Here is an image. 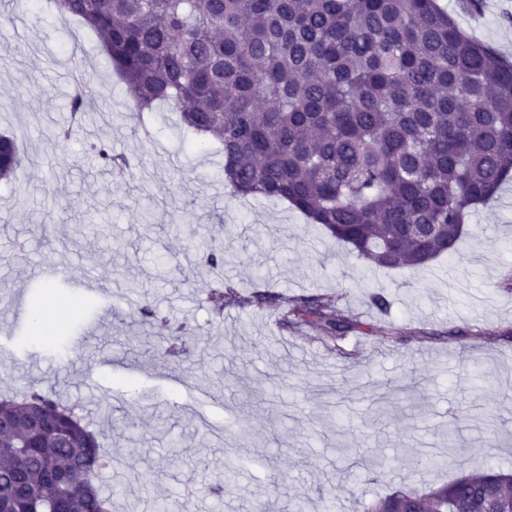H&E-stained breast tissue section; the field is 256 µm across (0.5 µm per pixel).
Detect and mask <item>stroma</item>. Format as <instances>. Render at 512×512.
Masks as SVG:
<instances>
[{
    "label": "stroma",
    "mask_w": 512,
    "mask_h": 512,
    "mask_svg": "<svg viewBox=\"0 0 512 512\" xmlns=\"http://www.w3.org/2000/svg\"><path fill=\"white\" fill-rule=\"evenodd\" d=\"M474 39L512 60L502 0L473 15L438 0ZM93 77L79 124L75 70ZM125 85L96 36L50 6L0 0V133L23 155L0 182V393L35 388L85 408L112 458L101 476L114 512L178 493L177 512H363L394 491L422 492L486 468L512 470V180L480 206L454 260L369 269L287 203L224 191V157L196 152L159 106L149 135L128 116ZM71 136L55 141L53 131ZM104 143L133 163L117 175L92 152ZM48 227L46 239L36 225ZM237 263L240 305L215 316L209 248ZM166 269H158V256ZM269 303L250 306L254 292ZM383 295L387 311L370 303ZM299 295L331 298L355 330L329 340L281 325ZM48 313L56 353L30 334L31 303ZM161 312L141 320L139 302ZM204 334L168 350L177 326ZM493 384L475 385L476 375ZM381 386L389 413L372 420ZM460 442L447 466L449 412ZM165 417L180 453L155 431ZM397 457L394 473L356 483L348 465Z\"/></svg>",
    "instance_id": "35a3bbf8"
}]
</instances>
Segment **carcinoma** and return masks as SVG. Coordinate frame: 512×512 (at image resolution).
Returning <instances> with one entry per match:
<instances>
[{"label": "carcinoma", "instance_id": "carcinoma-1", "mask_svg": "<svg viewBox=\"0 0 512 512\" xmlns=\"http://www.w3.org/2000/svg\"><path fill=\"white\" fill-rule=\"evenodd\" d=\"M101 39L139 119L159 104L224 154L239 196L285 201L369 268L453 256L480 205L512 179V61L475 41L437 0H53ZM93 87L76 84L72 116ZM105 164L131 168L104 144ZM0 134V181L16 176ZM237 301L218 277L213 313ZM284 326L355 328L331 300L292 301ZM37 402L51 429L33 434ZM112 459L73 406L25 390L0 399V512H111ZM512 512V471H478L365 512Z\"/></svg>", "mask_w": 512, "mask_h": 512}]
</instances>
